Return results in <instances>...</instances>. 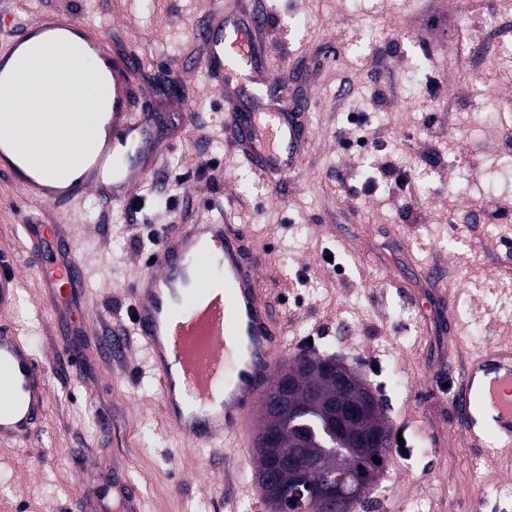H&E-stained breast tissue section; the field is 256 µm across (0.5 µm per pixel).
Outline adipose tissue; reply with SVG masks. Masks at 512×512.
I'll use <instances>...</instances> for the list:
<instances>
[{"label":"adipose tissue","instance_id":"ef3b65f1","mask_svg":"<svg viewBox=\"0 0 512 512\" xmlns=\"http://www.w3.org/2000/svg\"><path fill=\"white\" fill-rule=\"evenodd\" d=\"M43 66L53 86L52 96H45L40 88L32 87L23 91L18 106L42 113L46 128L27 141L24 149L31 155L52 150L63 160L72 161L89 141L96 122L94 111L74 102L75 96L82 94L90 81L89 61L77 41L70 40L61 43Z\"/></svg>","mask_w":512,"mask_h":512}]
</instances>
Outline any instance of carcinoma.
<instances>
[{
    "label": "carcinoma",
    "mask_w": 512,
    "mask_h": 512,
    "mask_svg": "<svg viewBox=\"0 0 512 512\" xmlns=\"http://www.w3.org/2000/svg\"><path fill=\"white\" fill-rule=\"evenodd\" d=\"M318 356L314 351H304L295 356L288 365L281 368L279 378L294 379L292 400L298 404H307L300 415L290 416L287 411H277L273 416L259 423L258 435L269 429L279 433L277 446L263 448L255 442V476L265 475L269 466L277 465L274 480L265 486L263 501L268 512H316V500L313 497L316 487L327 474L342 478L347 484L359 473H366L371 481L386 468L387 456L380 457L376 463V452L371 447L356 450H339L326 445L324 438L331 433L328 404L333 401L349 403L360 396L353 391L345 395L336 386V381L317 368ZM350 433L366 440L378 429L384 433V443H389L390 431L383 417V410L372 413L366 422L347 423ZM303 430L307 433L308 445L305 450L306 483L299 484L294 473L288 470V448L294 433Z\"/></svg>",
    "instance_id": "1"
}]
</instances>
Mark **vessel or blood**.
Here are the masks:
<instances>
[{"mask_svg": "<svg viewBox=\"0 0 512 512\" xmlns=\"http://www.w3.org/2000/svg\"><path fill=\"white\" fill-rule=\"evenodd\" d=\"M214 25H199L196 38L207 45L204 64L216 78L264 67L265 55L253 48L268 20L240 14L210 0ZM78 37L96 68L95 85L112 93V114L80 155L81 176L65 177L57 156L32 158L20 153L25 139L43 125L41 114L9 113L0 135V172L6 173L36 203L63 206L89 195L126 204L146 176L145 164L159 150L153 114H133L136 62L113 53L108 40L90 35L71 13L47 11L18 24L0 41V100H10L32 84L46 85L44 71L24 56L32 48L54 53L63 34ZM287 97L270 111L237 113L235 99L225 106L237 114L228 138L266 177L288 178L308 144V129L287 112ZM23 241L18 257L0 258V316L18 300L22 268L36 269L47 287L75 288L83 281L71 254L64 225L23 220L15 227ZM223 272L224 293L210 297L211 266ZM133 326L149 351L159 384L161 411L170 427L193 446H223L226 438H248L254 406L271 392L277 366L288 350L286 329L277 320L269 291L247 250L245 231L207 218L165 233L150 268L133 283ZM236 347H229V340ZM69 362L65 351L48 359L34 355L9 328L0 329V440L25 444L45 424L51 371ZM452 406L468 438L490 455L512 448V348L489 345L469 359ZM491 413L492 427L480 423ZM79 512H141V494L128 476L113 470L77 500Z\"/></svg>", "mask_w": 512, "mask_h": 512, "instance_id": "b4317fda", "label": "vessel or blood"}]
</instances>
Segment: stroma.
<instances>
[{"label": "stroma", "instance_id": "1", "mask_svg": "<svg viewBox=\"0 0 512 512\" xmlns=\"http://www.w3.org/2000/svg\"><path fill=\"white\" fill-rule=\"evenodd\" d=\"M269 19L270 89L305 101L310 145L295 178L274 182L228 141L224 98L260 111L249 80L217 87L202 70L192 28L208 0H0V36L39 13L70 12L114 53L135 55L134 111L152 112L164 140L130 206L93 198L73 208L30 206L0 173V252L15 254L18 214L65 224L85 269L79 299L49 296L22 270L8 324L38 357L78 362L50 379L46 432L27 455L0 441V512H76L83 487L120 468L144 512H267L252 449L226 457L190 448L167 426L149 353L102 355V336L128 327L130 282L145 271L148 233L194 224L214 203L243 227L288 342L312 340L361 372L387 405L404 450L387 466L365 512H465L483 493L487 512H512V452L483 456L455 416L444 368L462 372L489 343L512 345V315L495 299L512 291V0H236ZM479 69H471V60ZM165 75L180 92L156 91ZM363 118L388 156L419 173L403 217L370 151L344 146ZM483 176L473 181L469 167ZM501 211L487 242L468 213ZM485 293L467 296L469 280ZM468 302L470 313L459 310ZM70 318L75 335L56 326Z\"/></svg>", "mask_w": 512, "mask_h": 512}]
</instances>
